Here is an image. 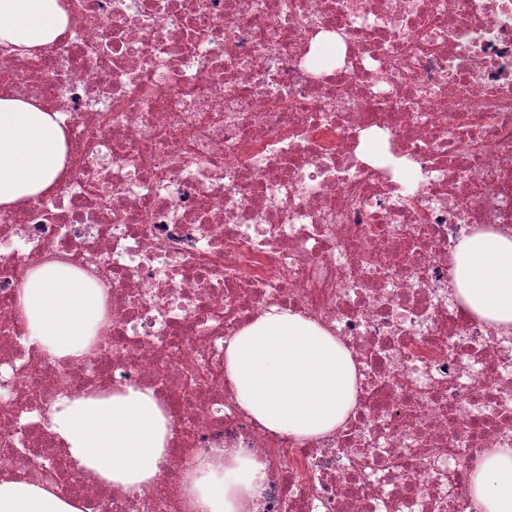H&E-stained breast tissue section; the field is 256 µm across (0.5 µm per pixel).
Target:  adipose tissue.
<instances>
[{"label":"adipose tissue","mask_w":512,"mask_h":512,"mask_svg":"<svg viewBox=\"0 0 512 512\" xmlns=\"http://www.w3.org/2000/svg\"><path fill=\"white\" fill-rule=\"evenodd\" d=\"M66 32L59 0H0V46L29 55ZM43 104L0 94V210L55 191L67 168L66 136ZM457 292L467 309L495 327H512V236L480 231L453 255ZM16 306L31 344L56 358L80 357L104 329V296L75 268L29 269ZM224 371L241 407L264 428L318 438L342 427L356 405V368L328 331L271 310L226 345ZM57 441L102 482L139 492L168 465L172 416L152 390L127 386L107 396L65 398L51 414ZM261 463L238 456L200 461L185 476L187 512H239ZM482 512H512V448L489 450L471 475ZM0 512H82L57 489L0 479Z\"/></svg>","instance_id":"obj_1"}]
</instances>
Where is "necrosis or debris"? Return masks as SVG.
Segmentation results:
<instances>
[{"mask_svg":"<svg viewBox=\"0 0 512 512\" xmlns=\"http://www.w3.org/2000/svg\"><path fill=\"white\" fill-rule=\"evenodd\" d=\"M68 31L0 49V93L68 135L55 194L0 211V477L85 512H185L198 461L263 476L242 512H481L470 473L512 448V329L462 305L452 256L512 234V0H62ZM335 40L340 64L318 66ZM82 271L110 327L81 358L30 344L25 271ZM333 333L357 405L316 438L269 431L224 372L271 308ZM152 389L169 464L139 493L76 472L61 398Z\"/></svg>","mask_w":512,"mask_h":512,"instance_id":"4bbe7bcc","label":"necrosis or debris"}]
</instances>
